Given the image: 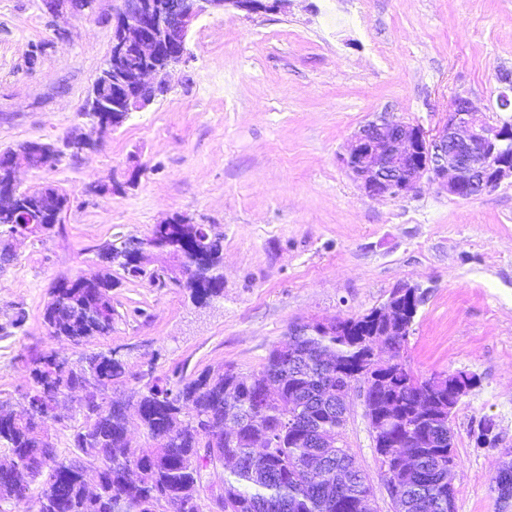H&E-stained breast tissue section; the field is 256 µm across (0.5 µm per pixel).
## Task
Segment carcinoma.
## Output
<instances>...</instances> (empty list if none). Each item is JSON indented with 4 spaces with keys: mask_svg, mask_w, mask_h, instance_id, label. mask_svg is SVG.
Returning a JSON list of instances; mask_svg holds the SVG:
<instances>
[{
    "mask_svg": "<svg viewBox=\"0 0 512 512\" xmlns=\"http://www.w3.org/2000/svg\"><path fill=\"white\" fill-rule=\"evenodd\" d=\"M44 197L20 193L22 208L46 210L39 230L60 223L69 201L42 206ZM32 232L17 216L0 215V235ZM223 237L203 224H156L142 248L129 251L123 242H104L97 251L104 273L71 279L53 289L44 311L49 335L79 344L112 333V267L133 279L167 287L159 273L144 270L149 256L172 260L182 277L178 285L197 301L221 296L215 284L223 259ZM339 335L321 333L310 322L290 326L270 351L262 370L244 377L231 368L203 370L186 377L175 370L163 378L138 377L141 389L126 399L117 389L129 380L123 361L91 352L71 362L56 352L21 356L32 380L27 394L63 398L89 380L99 393L79 399V424L70 428L69 453L61 455L35 413L18 415L0 399V505L31 499L35 512H109V502L131 497L133 512H166L177 500L197 497L211 481L195 459L208 456L221 469L223 512H365L373 496L367 474L336 436L342 433L350 379L382 338L394 343L399 368L390 384L368 378V407L388 403L393 412L377 418L384 445L375 448L384 481L398 499L397 512H448L455 498L448 467H456L455 432L450 422L434 420L448 404V388L432 391L427 378L407 364L408 338L391 336L376 321L375 310L342 320ZM135 410L144 443L129 436L128 412ZM418 462L406 469L403 452ZM324 459L318 474L309 471L313 456ZM99 471V492L90 497L85 477ZM22 465L28 476L24 494L14 490L11 472Z\"/></svg>",
    "mask_w": 512,
    "mask_h": 512,
    "instance_id": "obj_1",
    "label": "carcinoma"
}]
</instances>
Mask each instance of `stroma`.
<instances>
[{
	"mask_svg": "<svg viewBox=\"0 0 512 512\" xmlns=\"http://www.w3.org/2000/svg\"><path fill=\"white\" fill-rule=\"evenodd\" d=\"M116 5L98 0L92 15L68 19L43 0H0V151L97 140L80 157L19 172L21 187L52 184L70 203L49 233L0 237L13 253L0 269V398L23 406L20 358L47 350L71 360L117 352L133 375L128 393L147 372L250 375L291 323L359 315L415 284L426 299L411 369L478 378L452 417L455 512H498L492 479L512 449V180L469 200L427 179L370 198L340 158L383 112L433 133L459 95L512 123L498 105L512 75V0H283L269 12L202 16L169 91L99 138L82 107L112 46ZM93 183L122 190L92 194ZM175 215L223 236L221 298L202 305L188 289L116 268L111 334L77 345L49 336L43 314L57 280L97 274L98 245L147 238ZM487 418L500 448L476 443ZM342 440L377 512H394L356 389Z\"/></svg>",
	"mask_w": 512,
	"mask_h": 512,
	"instance_id": "stroma-1",
	"label": "stroma"
}]
</instances>
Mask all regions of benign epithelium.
Returning a JSON list of instances; mask_svg holds the SVG:
<instances>
[{
  "mask_svg": "<svg viewBox=\"0 0 512 512\" xmlns=\"http://www.w3.org/2000/svg\"><path fill=\"white\" fill-rule=\"evenodd\" d=\"M97 0H45L52 13L85 16ZM283 0H120L113 14L112 46L101 72L106 74L135 58L142 64L127 70L117 82L114 94L103 98L92 90L84 111L98 126L102 112L112 113V127L122 125L134 112L150 106L156 95L168 87V77L186 62L187 38L193 24L216 11L275 10ZM343 166L369 197H397L414 190L423 177L435 182L448 195L468 200L497 188L512 177V124L495 126L471 99L460 97L455 108L433 136L409 123L371 121L349 141L341 157ZM6 167L10 179L0 183V212L14 207L20 187L15 173L21 168L42 169L41 152L11 151ZM417 306L424 293L403 284L390 293L378 314L398 336L412 333L413 319L403 316V301ZM396 346L385 342L372 347L364 370L376 375L395 362ZM450 384L456 399L471 390L470 374L463 371L428 379L431 387Z\"/></svg>",
  "mask_w": 512,
  "mask_h": 512,
  "instance_id": "1",
  "label": "benign epithelium"
}]
</instances>
